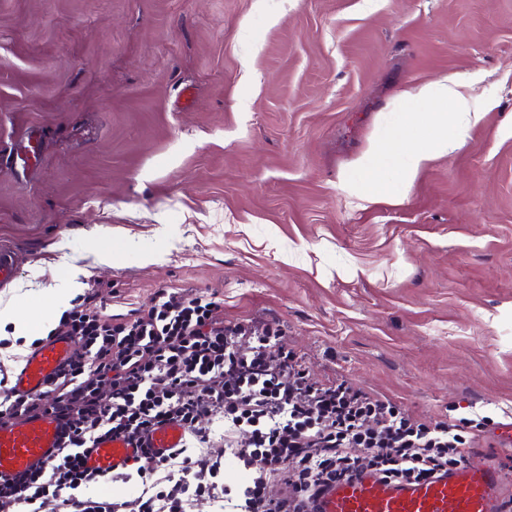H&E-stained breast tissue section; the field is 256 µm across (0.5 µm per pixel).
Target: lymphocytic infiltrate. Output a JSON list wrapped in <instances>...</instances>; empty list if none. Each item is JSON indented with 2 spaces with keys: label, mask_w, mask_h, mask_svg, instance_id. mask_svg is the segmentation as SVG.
Returning a JSON list of instances; mask_svg holds the SVG:
<instances>
[{
  "label": "lymphocytic infiltrate",
  "mask_w": 512,
  "mask_h": 512,
  "mask_svg": "<svg viewBox=\"0 0 512 512\" xmlns=\"http://www.w3.org/2000/svg\"><path fill=\"white\" fill-rule=\"evenodd\" d=\"M73 348L48 387L13 393L0 377V419L53 414L62 424L58 456L0 479V512H309L330 483L375 472L421 481L464 464L466 447L490 417L417 419L385 396L347 380L311 378L281 327L258 319L225 322L216 295L155 292L145 309L117 313L97 290L76 296L45 339ZM178 422L182 448L155 455L156 428ZM142 450L121 482L132 499L93 494L101 478L83 452L106 436ZM233 456L247 478L224 481Z\"/></svg>",
  "instance_id": "obj_1"
}]
</instances>
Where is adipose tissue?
<instances>
[{
	"label": "adipose tissue",
	"mask_w": 512,
	"mask_h": 512,
	"mask_svg": "<svg viewBox=\"0 0 512 512\" xmlns=\"http://www.w3.org/2000/svg\"><path fill=\"white\" fill-rule=\"evenodd\" d=\"M420 96L432 102L429 112L403 113L399 123L357 163L358 184L369 190H380L387 179L392 161H399V176L411 181L419 169L435 156L452 153L460 147L463 137L479 114L464 97L447 83L436 82L424 87Z\"/></svg>",
	"instance_id": "obj_1"
}]
</instances>
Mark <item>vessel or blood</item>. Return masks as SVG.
I'll list each match as a JSON object with an SVG mask.
<instances>
[{"label": "vessel or blood", "instance_id": "1", "mask_svg": "<svg viewBox=\"0 0 512 512\" xmlns=\"http://www.w3.org/2000/svg\"><path fill=\"white\" fill-rule=\"evenodd\" d=\"M71 349L65 337L46 342L9 375V388L17 394L43 390ZM59 437V422L49 414L0 422V477L10 478L51 461ZM182 437V427L168 423L153 432L150 446L165 454L179 447ZM136 454L133 443L107 437L87 450L86 466L109 477L125 471ZM472 456V462L421 482L384 481L370 473L338 481L324 489L314 512H505V502L512 499V476L485 463L481 450H473Z\"/></svg>", "mask_w": 512, "mask_h": 512}]
</instances>
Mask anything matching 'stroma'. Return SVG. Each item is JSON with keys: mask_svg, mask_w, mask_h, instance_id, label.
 <instances>
[{"mask_svg": "<svg viewBox=\"0 0 512 512\" xmlns=\"http://www.w3.org/2000/svg\"><path fill=\"white\" fill-rule=\"evenodd\" d=\"M443 80L491 103L461 146L358 188ZM0 247L7 370L12 313L52 328L74 277L217 294L418 418H512V0H0Z\"/></svg>", "mask_w": 512, "mask_h": 512, "instance_id": "obj_1", "label": "stroma"}]
</instances>
